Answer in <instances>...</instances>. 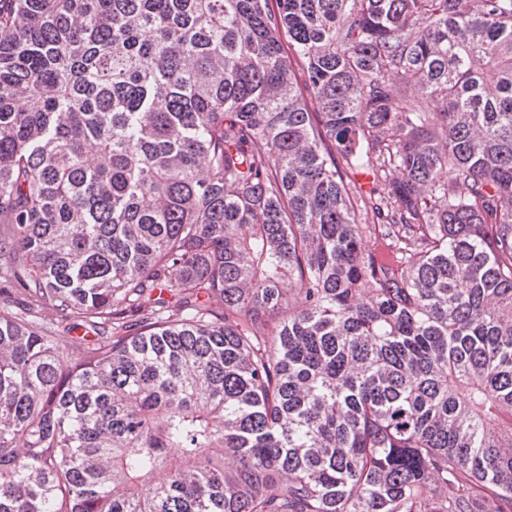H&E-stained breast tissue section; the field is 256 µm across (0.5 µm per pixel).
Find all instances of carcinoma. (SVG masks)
<instances>
[{"label":"carcinoma","mask_w":512,"mask_h":512,"mask_svg":"<svg viewBox=\"0 0 512 512\" xmlns=\"http://www.w3.org/2000/svg\"><path fill=\"white\" fill-rule=\"evenodd\" d=\"M0 512H512V0H0Z\"/></svg>","instance_id":"obj_1"}]
</instances>
